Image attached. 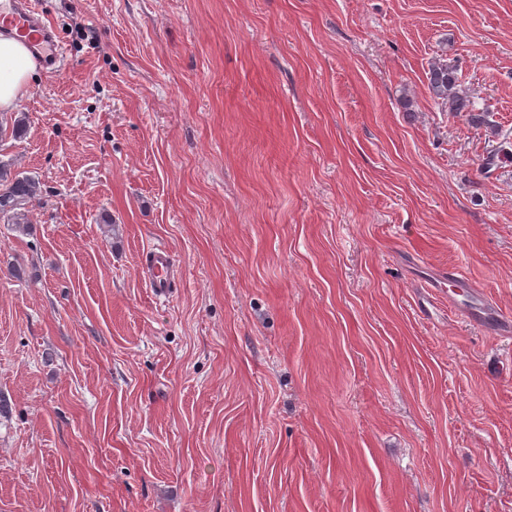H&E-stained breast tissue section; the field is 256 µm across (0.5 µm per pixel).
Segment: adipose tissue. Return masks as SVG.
Wrapping results in <instances>:
<instances>
[{"instance_id":"1","label":"adipose tissue","mask_w":512,"mask_h":512,"mask_svg":"<svg viewBox=\"0 0 512 512\" xmlns=\"http://www.w3.org/2000/svg\"><path fill=\"white\" fill-rule=\"evenodd\" d=\"M37 69L23 37L0 36V112L13 108Z\"/></svg>"}]
</instances>
